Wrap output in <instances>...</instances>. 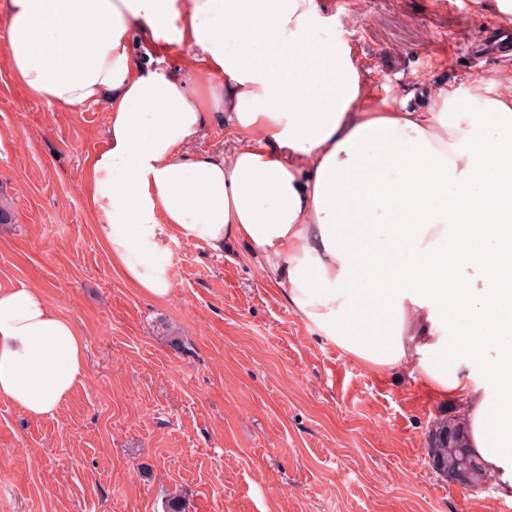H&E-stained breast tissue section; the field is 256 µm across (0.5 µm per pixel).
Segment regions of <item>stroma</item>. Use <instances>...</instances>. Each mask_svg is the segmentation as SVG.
<instances>
[{"mask_svg":"<svg viewBox=\"0 0 512 512\" xmlns=\"http://www.w3.org/2000/svg\"><path fill=\"white\" fill-rule=\"evenodd\" d=\"M362 79L422 109L433 89L512 92V58L486 54L496 0H321ZM0 35V289L39 288L86 345V375L52 418L0 399V512H506L428 461L437 418L409 368L352 358L289 309L243 247L217 254L167 231L169 296L112 269L84 188L103 109L26 95Z\"/></svg>","mask_w":512,"mask_h":512,"instance_id":"stroma-1","label":"stroma"}]
</instances>
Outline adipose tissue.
<instances>
[{
  "instance_id": "adipose-tissue-1",
  "label": "adipose tissue",
  "mask_w": 512,
  "mask_h": 512,
  "mask_svg": "<svg viewBox=\"0 0 512 512\" xmlns=\"http://www.w3.org/2000/svg\"><path fill=\"white\" fill-rule=\"evenodd\" d=\"M8 68L69 109L105 104L87 204L112 265L144 294L172 288L162 236L259 256L307 324L363 364L411 365L466 407L468 442L512 500V94L437 90L378 106L318 0H0ZM263 40L230 38L253 21ZM187 46L223 83L200 92L145 61ZM224 109L230 157L194 150ZM466 266L482 281L459 278ZM86 373L84 337L33 288L0 289V399L54 416Z\"/></svg>"
}]
</instances>
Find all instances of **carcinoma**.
Returning a JSON list of instances; mask_svg holds the SVG:
<instances>
[{
  "mask_svg": "<svg viewBox=\"0 0 512 512\" xmlns=\"http://www.w3.org/2000/svg\"><path fill=\"white\" fill-rule=\"evenodd\" d=\"M467 426L461 417L442 418L437 421L431 433V438L444 434L452 435V439L441 446L430 448L443 463L448 477L460 475L463 486L485 485L493 479L483 468L480 461L473 455L466 441Z\"/></svg>",
  "mask_w": 512,
  "mask_h": 512,
  "instance_id": "obj_1",
  "label": "carcinoma"
}]
</instances>
